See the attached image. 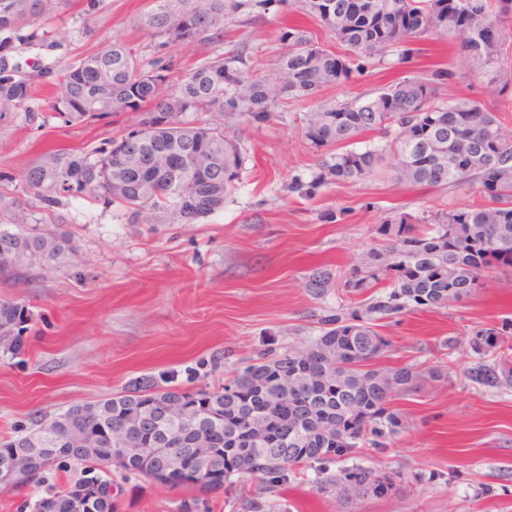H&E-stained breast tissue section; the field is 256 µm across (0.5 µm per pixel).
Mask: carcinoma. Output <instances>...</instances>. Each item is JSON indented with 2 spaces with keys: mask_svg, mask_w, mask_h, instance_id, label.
Instances as JSON below:
<instances>
[{
  "mask_svg": "<svg viewBox=\"0 0 512 512\" xmlns=\"http://www.w3.org/2000/svg\"><path fill=\"white\" fill-rule=\"evenodd\" d=\"M70 0H0V107H23L31 98L36 62L13 54L8 44L19 30L46 18ZM226 0H160L144 25L159 50L223 36ZM299 9L347 47L340 57L317 46L310 32L289 26L282 33L288 52L279 77L269 82L244 69L238 54L218 55L189 70L175 84L166 67H144L136 52L114 43L64 68L48 95L51 111L67 123L83 124L109 114L135 112L137 126L96 156L52 150L26 174L23 191L47 206L62 197H84L126 208L130 217L164 214L191 224L224 206L239 181L244 157L238 142L212 118L261 120L288 98H311L324 86L349 78L348 60L359 55L404 64L419 53L412 42L425 35L454 38L453 67L431 68L426 77L409 73L359 103H323L304 115L306 138L329 148L313 186L356 183L380 169L419 188L479 186L488 198L480 207L434 215L400 213L379 225L381 249H371L340 283L358 294L387 283L364 309L340 305L321 318L311 344L282 354L274 348L233 370L222 384L209 372L193 371L188 384L174 371L142 375L94 403H79L53 415L35 412L0 440V469L18 453L37 448L38 462L25 484L39 489L47 473L70 462L83 465L69 486L34 494L29 512H118L122 486L114 470L152 478L195 492L233 491L249 480L251 461L265 458L259 489L284 492L298 468L312 470L316 490L349 498H383L404 480L398 470L353 463L323 478L335 457L367 445L384 448L407 427L390 406L418 389L412 365L374 367L388 341L373 322L407 307L447 308L468 300L492 269L512 270V134L498 111L512 85L503 66L512 35V0H300ZM474 69L483 97H438L461 69ZM194 119L186 120L188 115ZM379 130L384 141L363 148L358 140ZM137 152L143 163L124 157ZM167 152L178 165L149 163ZM66 239L37 227L0 228V274L23 279L36 265L56 260ZM334 281L325 267L311 270L305 288L316 298ZM33 313L22 303L0 302V347L16 354ZM476 361L469 379L487 387L512 385V320L474 331ZM85 435L82 446L74 444ZM122 448H179L206 452L207 475L198 467L165 474L159 455L118 458Z\"/></svg>",
  "mask_w": 512,
  "mask_h": 512,
  "instance_id": "1",
  "label": "carcinoma"
}]
</instances>
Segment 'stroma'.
Here are the masks:
<instances>
[{
    "label": "stroma",
    "instance_id": "35a3bbf8",
    "mask_svg": "<svg viewBox=\"0 0 512 512\" xmlns=\"http://www.w3.org/2000/svg\"><path fill=\"white\" fill-rule=\"evenodd\" d=\"M156 0H102L85 13L82 0L51 15L46 27L62 52L39 51L12 41L13 52L66 62L120 41L144 62L167 66L179 79L205 59L241 52L248 70L272 80L288 45L291 24L305 26L314 41L334 53L343 48L318 23L302 15L298 0H237L224 16L221 41H195L157 51L138 17ZM406 69L447 67L458 44L427 36ZM403 69V70H406ZM403 70L363 60L349 79L326 86L317 99L286 100L267 119L225 120L239 141L244 164L222 209L192 224L131 221L117 205L82 197L45 208L22 186L43 152L94 153L131 131L126 112L88 124L65 123L48 107L49 77L34 81L27 108L0 120V194L20 198L29 224L64 236L68 246L50 264L15 280L0 276V301L25 304L36 321L20 339L17 356L0 354V438L40 410L53 413L104 398L128 381L163 370L198 367L217 351L229 364L253 356L266 341L278 350L308 345L318 320L336 309V290L323 298L305 287L312 268L345 273L362 253L382 247L380 224L395 214L444 212L484 203L478 189L414 188L379 173L350 184L309 190L322 149L304 135L303 118L317 104L373 95ZM38 111L39 122L26 116ZM512 319V271L487 273L462 305L406 311L380 323L392 343L387 366L417 365L418 392L397 400L404 431L387 447L364 448L361 460L406 473L409 482L390 496L371 498L351 512H512V389L473 383L469 332ZM452 337L457 347L435 359L429 346ZM307 472L282 495L267 496V512H337L335 496L315 489ZM119 512H183L186 491L129 476Z\"/></svg>",
    "mask_w": 512,
    "mask_h": 512
}]
</instances>
